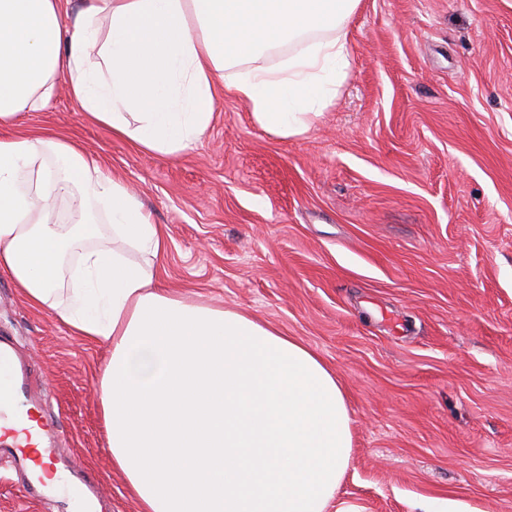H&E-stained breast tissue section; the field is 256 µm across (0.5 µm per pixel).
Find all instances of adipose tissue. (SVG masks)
<instances>
[{
  "label": "adipose tissue",
  "instance_id": "ef3b65f1",
  "mask_svg": "<svg viewBox=\"0 0 512 512\" xmlns=\"http://www.w3.org/2000/svg\"><path fill=\"white\" fill-rule=\"evenodd\" d=\"M360 0H0V126L65 86L85 118L175 157L214 94L283 137L306 134L347 75ZM297 45L277 69L253 59ZM75 201L72 227L48 223ZM109 215L102 228L101 215ZM167 239L137 195L53 133L0 138V271L71 335L102 346L113 467L142 512H327L353 447L343 389L268 323L162 288Z\"/></svg>",
  "mask_w": 512,
  "mask_h": 512
}]
</instances>
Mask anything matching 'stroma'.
Instances as JSON below:
<instances>
[{
  "instance_id": "obj_1",
  "label": "stroma",
  "mask_w": 512,
  "mask_h": 512,
  "mask_svg": "<svg viewBox=\"0 0 512 512\" xmlns=\"http://www.w3.org/2000/svg\"><path fill=\"white\" fill-rule=\"evenodd\" d=\"M350 67L283 138L216 91L177 157L88 123L66 91L23 133L76 140L139 197L168 248L161 287L252 314L314 349L353 433L337 504L512 512V0H360ZM0 334L49 385L59 468L101 512H140L100 415L104 349L0 274ZM0 468V512H71Z\"/></svg>"
}]
</instances>
